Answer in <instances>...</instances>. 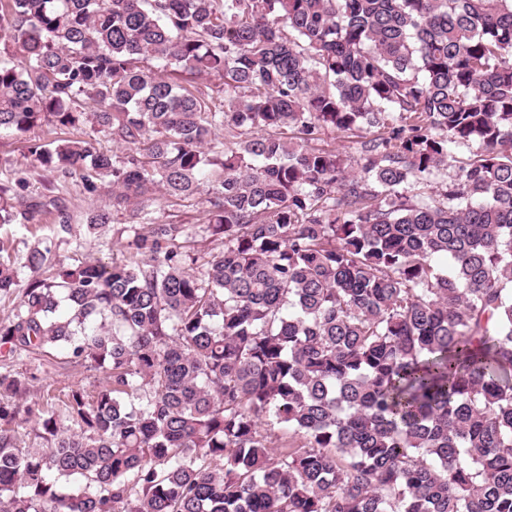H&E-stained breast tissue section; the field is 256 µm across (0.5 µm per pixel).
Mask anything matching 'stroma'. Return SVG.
Here are the masks:
<instances>
[{
	"mask_svg": "<svg viewBox=\"0 0 512 512\" xmlns=\"http://www.w3.org/2000/svg\"><path fill=\"white\" fill-rule=\"evenodd\" d=\"M29 182V194L33 197L46 195L54 187L66 188L72 214V231L68 234L59 232L49 218L44 219L43 223L28 227L15 224L0 226V241L9 242L10 254L19 270V287H26L30 277L25 266L30 249L45 240L51 242L54 256L61 258L91 259L104 263L129 260V252L119 245V240L129 225L128 212H114L111 223L98 230L91 232L86 228V215L89 211L111 210V189L104 188L91 194L84 190L80 177L63 181L55 174L42 170L32 173Z\"/></svg>",
	"mask_w": 512,
	"mask_h": 512,
	"instance_id": "stroma-1",
	"label": "stroma"
}]
</instances>
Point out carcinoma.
<instances>
[{"label": "carcinoma", "mask_w": 512, "mask_h": 512, "mask_svg": "<svg viewBox=\"0 0 512 512\" xmlns=\"http://www.w3.org/2000/svg\"><path fill=\"white\" fill-rule=\"evenodd\" d=\"M3 6L0 131L123 145L23 155L112 187L139 259L30 249L0 320V512H512V0ZM365 130L356 156L318 145ZM28 184L0 185V224L70 231ZM160 195L207 197L224 250L186 263ZM17 279L1 260L0 296ZM85 364L94 390L27 399ZM30 136L36 139L40 138L48 143L64 139H93L95 148L98 151L105 152L108 154H121L124 148L117 147L102 134H94L89 124L82 125L78 129H55L52 126H43L36 128L30 133Z\"/></svg>", "instance_id": "obj_1"}]
</instances>
